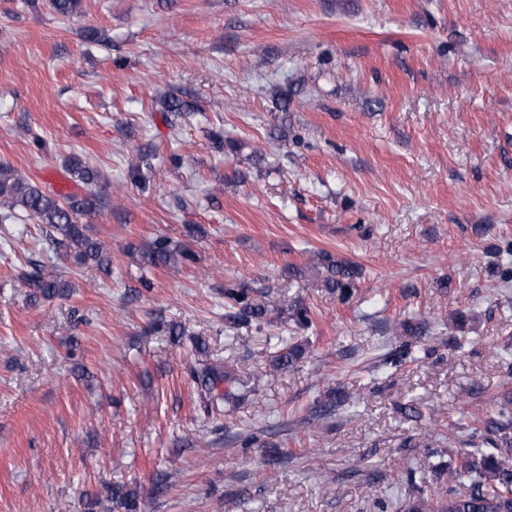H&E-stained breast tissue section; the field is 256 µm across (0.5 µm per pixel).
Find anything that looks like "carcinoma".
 <instances>
[{
	"label": "carcinoma",
	"mask_w": 512,
	"mask_h": 512,
	"mask_svg": "<svg viewBox=\"0 0 512 512\" xmlns=\"http://www.w3.org/2000/svg\"><path fill=\"white\" fill-rule=\"evenodd\" d=\"M13 211L23 210L39 224L49 227L48 240L65 249L64 256L79 264L92 263L104 270L110 267V258L102 244L90 235V220L102 207L95 194L79 196L53 194L40 189L24 176L10 168L0 167V207ZM142 259L152 266H176L183 261L195 260L189 248L168 237L151 241L141 252ZM326 271L325 285L345 299L351 295L358 267L321 255ZM25 273V284L31 288V297L50 300L64 295L69 283L63 280L53 265L41 262L31 264ZM266 315L265 306L250 298L247 289L237 285L224 286V322L234 327L241 322H259ZM305 353L301 344L286 347L270 364V374L288 369ZM194 388L209 414H219L224 404L235 398V390L248 382L224 371L221 366L202 363L189 368ZM471 450L459 453L456 465L440 470L448 481L467 488L461 494L448 497L435 495L425 489L416 495H407L396 501L378 499L374 508L378 512H448L453 505L456 512H499L512 502V396L506 395L493 416L474 417L467 426ZM106 512L112 507L122 512H139L137 494L113 485L107 489Z\"/></svg>",
	"instance_id": "carcinoma-1"
}]
</instances>
